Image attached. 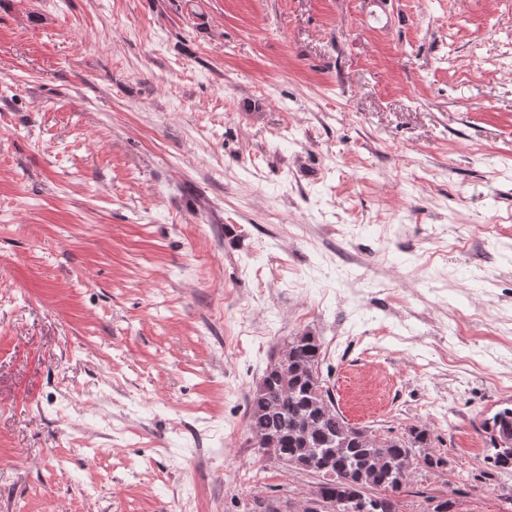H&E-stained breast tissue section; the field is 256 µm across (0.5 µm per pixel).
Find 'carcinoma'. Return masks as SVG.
<instances>
[{
	"label": "carcinoma",
	"mask_w": 512,
	"mask_h": 512,
	"mask_svg": "<svg viewBox=\"0 0 512 512\" xmlns=\"http://www.w3.org/2000/svg\"><path fill=\"white\" fill-rule=\"evenodd\" d=\"M323 360L319 338L292 337L247 400V428L263 454L319 477L301 512H358L372 496L401 492L417 470L435 472L448 464L422 425L401 437L350 425L321 378ZM483 432L492 447L486 463L511 476L512 408L485 419Z\"/></svg>",
	"instance_id": "1"
}]
</instances>
